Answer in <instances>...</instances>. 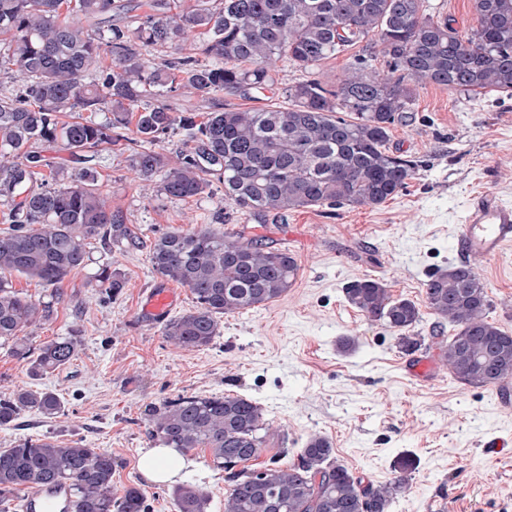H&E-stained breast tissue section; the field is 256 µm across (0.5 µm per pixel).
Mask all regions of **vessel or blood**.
<instances>
[{
	"instance_id": "obj_1",
	"label": "vessel or blood",
	"mask_w": 512,
	"mask_h": 512,
	"mask_svg": "<svg viewBox=\"0 0 512 512\" xmlns=\"http://www.w3.org/2000/svg\"><path fill=\"white\" fill-rule=\"evenodd\" d=\"M458 244L469 256L491 259L512 246V204L502 202L493 192L474 194L467 206ZM174 302L170 289L152 290L141 307L149 322H161ZM23 512H72L70 493L63 484L36 488L22 496Z\"/></svg>"
}]
</instances>
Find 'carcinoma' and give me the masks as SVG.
I'll use <instances>...</instances> for the list:
<instances>
[{
	"mask_svg": "<svg viewBox=\"0 0 512 512\" xmlns=\"http://www.w3.org/2000/svg\"><path fill=\"white\" fill-rule=\"evenodd\" d=\"M150 11L124 27L112 14L122 0H0V71L17 88L0 93V345L29 360L37 377L77 354V340L56 337L33 350L26 331L50 320L62 284L96 247L141 244L98 188L102 152L128 142V167L178 200L199 197L213 183L243 212L262 220L310 207L379 206L414 179L418 163L386 148L391 127L414 110L427 84L473 101L512 93V0H472L476 25L460 31L423 0H196L181 8L152 0ZM171 48L162 63L154 47ZM381 47L387 70L379 69ZM354 51L336 84L314 77L288 87V106L226 108L197 121V109L170 99L226 93L243 98L274 90L277 62L307 74L321 62ZM104 112V119L98 113ZM136 117L133 137L123 134ZM180 134L178 162L156 146ZM36 143L59 145L86 166L68 172ZM154 272L189 288L194 311L167 321L175 347H206L226 313L271 302L292 287L297 263L259 238L204 228L171 231L151 243ZM38 279L49 300L16 291L8 276ZM107 299L124 281L112 264L94 275ZM435 331H450L441 356L459 381L490 386L512 377V335L488 321L485 285L466 263L438 269L423 283ZM348 302L398 335L406 352L421 346L412 330L421 319L409 299H396L375 279L351 282ZM62 409L53 392L20 388L0 398V427L24 411L52 417ZM148 435L184 454L209 450L231 488L224 512H389L408 483L411 463L386 485L363 484L333 457L329 440L309 439L298 462L271 460L251 468L276 439L262 410L243 397L182 395L149 409ZM112 455L75 441L27 439L0 448V502L43 485H68L74 512H145L131 487L112 500ZM177 512H205L191 483L175 492Z\"/></svg>",
	"mask_w": 512,
	"mask_h": 512,
	"instance_id": "cac0c4a2",
	"label": "carcinoma"
}]
</instances>
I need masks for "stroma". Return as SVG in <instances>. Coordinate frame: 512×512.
<instances>
[{
  "label": "stroma",
  "instance_id": "stroma-1",
  "mask_svg": "<svg viewBox=\"0 0 512 512\" xmlns=\"http://www.w3.org/2000/svg\"><path fill=\"white\" fill-rule=\"evenodd\" d=\"M387 147L421 167L381 206L305 208L261 222L225 198L219 183L209 196L168 198L113 150L98 169L99 188L143 244L94 249L64 282L53 320L29 334L34 347L75 336L78 353L65 368L34 379L27 360L0 347V397L24 387L54 392L64 405L54 417L27 413L0 427V448L24 439L80 440L111 453L115 496L139 489L146 512H175V492L188 482L206 496V512H224L230 484L207 449L188 453V467L172 483L148 480L140 459L155 445L147 434L150 406L182 395L241 396L262 408L277 433L255 469L274 457L284 466L296 462L307 441L322 436L366 484L394 480L399 462L411 461L409 485L391 512H427L431 503L444 512H512V404L449 372L432 336L435 317L423 306L428 274L464 260L457 237L470 197L486 188L512 203V94H490L476 110L455 90L420 87L414 112L392 127ZM205 227L262 238L288 251L298 271L287 294L225 314L212 344L182 350L167 342L161 324L140 315L143 298L164 283L148 245ZM105 262L124 281L107 302L91 285ZM472 264L486 286L489 320L512 334V247ZM365 278L421 305L414 333L431 381L406 376L397 335L347 302L348 284Z\"/></svg>",
  "mask_w": 512,
  "mask_h": 512
}]
</instances>
